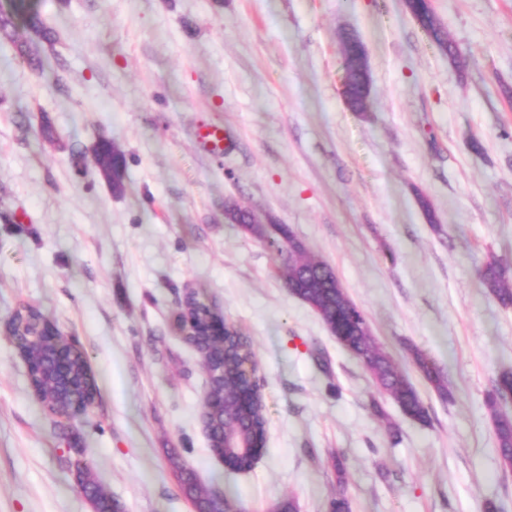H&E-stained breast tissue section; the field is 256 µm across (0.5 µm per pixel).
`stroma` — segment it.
<instances>
[{
  "label": "stroma",
  "instance_id": "obj_1",
  "mask_svg": "<svg viewBox=\"0 0 512 512\" xmlns=\"http://www.w3.org/2000/svg\"><path fill=\"white\" fill-rule=\"evenodd\" d=\"M29 2L56 40L39 73L16 48L34 38L24 26L0 43V512H91L78 458L124 512H193L173 450L239 512L284 498L325 512L333 453L352 512H483L489 499L512 512L484 406L512 366V306L479 286L487 261L512 268V0H432L453 60L404 0ZM344 30L367 49L366 112L342 94ZM202 124L223 127L222 154L199 142ZM103 135L127 157L119 196L88 155ZM231 201L333 267L428 424L289 293L275 253L225 220ZM187 288L259 361L267 440L246 473L224 468L203 429L207 373L173 326ZM23 305L87 355L89 417L33 396L7 329ZM414 363L435 391L442 397L448 396L446 379L440 369L421 351L414 352Z\"/></svg>",
  "mask_w": 512,
  "mask_h": 512
}]
</instances>
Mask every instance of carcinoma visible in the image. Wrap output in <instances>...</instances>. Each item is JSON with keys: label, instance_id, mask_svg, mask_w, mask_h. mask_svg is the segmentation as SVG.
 Instances as JSON below:
<instances>
[{"label": "carcinoma", "instance_id": "obj_1", "mask_svg": "<svg viewBox=\"0 0 512 512\" xmlns=\"http://www.w3.org/2000/svg\"><path fill=\"white\" fill-rule=\"evenodd\" d=\"M413 8L421 12V26L440 51L454 56L447 33L436 16L422 4H415ZM16 17L26 22L40 40L49 44L54 41L53 35L41 28L38 14L31 9L28 0H13L11 12L0 14L1 37L14 40ZM340 42L344 56L345 101L352 111L365 112L369 106L371 86V76L365 68V47L354 32H341ZM94 148L100 154V173L116 193H122L127 167L124 151L110 140L98 141ZM224 211L230 223L239 225L277 254L285 249L288 242L295 241L285 224L275 233L266 226L252 223L251 213L233 204L225 206ZM280 267L284 271L289 292L317 313L336 341L364 365L378 389L386 393L408 418L419 423L427 422L428 408L415 386L392 357L376 343L363 313L349 299L335 271L328 264L305 256L300 243L289 255L288 261L280 262ZM480 284L487 296L504 306L512 305V277L498 262L491 260L484 265ZM214 351L213 357L205 362L209 374L207 392L224 393V412L209 414L213 428L211 451L224 453L225 461L232 467L249 470L254 452L265 445L267 428L265 406L262 397L256 394V353L248 338L235 326L224 336V348L216 347ZM34 359L36 364L28 379L29 384L42 393L40 404L43 410L56 411L66 403L87 402L98 393L95 383L90 385L88 391L60 392L56 375L42 366V360L46 359L43 350H37ZM85 363L82 354L69 355L68 372L74 382L78 383L84 377ZM414 363L440 396H448L446 379L430 358L416 351ZM509 394H512V369H504L493 380L485 403L494 425L497 453L506 469L512 468V416L502 411V405ZM169 459L195 512H224V506L230 504L228 498L219 499L203 491L194 473L180 465L176 452H171ZM75 477L83 487L93 512H120L118 503L96 480L90 465L82 464L76 470Z\"/></svg>", "mask_w": 512, "mask_h": 512}]
</instances>
